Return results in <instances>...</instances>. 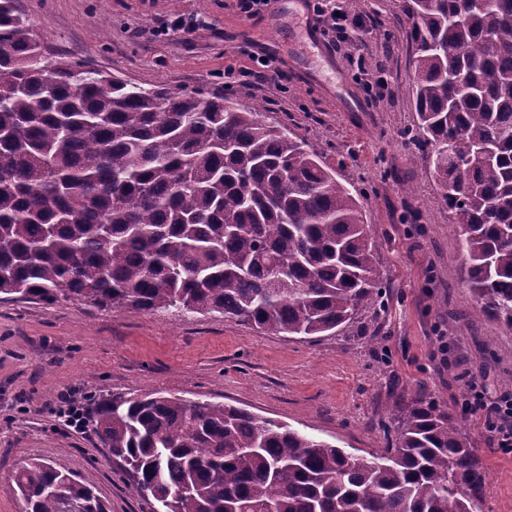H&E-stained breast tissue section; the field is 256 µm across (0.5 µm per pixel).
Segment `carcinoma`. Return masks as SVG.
<instances>
[{
  "label": "carcinoma",
  "mask_w": 512,
  "mask_h": 512,
  "mask_svg": "<svg viewBox=\"0 0 512 512\" xmlns=\"http://www.w3.org/2000/svg\"><path fill=\"white\" fill-rule=\"evenodd\" d=\"M417 129L467 282L512 329V0H403ZM360 203L288 128L221 92L147 90L51 53L0 0V293L331 336L381 305ZM95 431L163 512H479L487 473L418 390L369 456L245 409L114 396ZM23 512H106L57 461Z\"/></svg>",
  "instance_id": "obj_1"
}]
</instances>
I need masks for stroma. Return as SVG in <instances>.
Here are the masks:
<instances>
[{
  "mask_svg": "<svg viewBox=\"0 0 512 512\" xmlns=\"http://www.w3.org/2000/svg\"><path fill=\"white\" fill-rule=\"evenodd\" d=\"M47 47L145 88L222 91L260 103L356 193L386 304L332 336H275L217 314L101 310L0 294V512H21L12 478L59 461L109 512H158L94 430L55 415L62 395L94 412L112 395L164 392L232 404L364 455L394 436L397 402L424 388L462 418L488 480L482 512H512V452L494 448L477 389L512 392V329L483 314L466 278L460 228L430 175L413 108L411 22L403 0H358L369 33L323 64L300 42L306 0H270L245 18L233 0H16ZM204 23L171 28L175 17ZM279 43L266 81L225 86L224 72ZM250 54H243V47ZM388 87L364 89L349 54ZM492 351H485V344Z\"/></svg>",
  "mask_w": 512,
  "mask_h": 512,
  "instance_id": "35a3bbf8",
  "label": "stroma"
}]
</instances>
